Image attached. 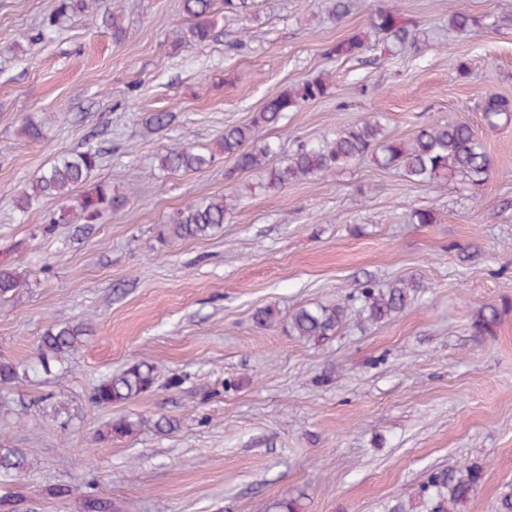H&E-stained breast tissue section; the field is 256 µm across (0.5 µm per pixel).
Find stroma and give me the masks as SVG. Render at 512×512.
Returning <instances> with one entry per match:
<instances>
[{
	"label": "stroma",
	"mask_w": 512,
	"mask_h": 512,
	"mask_svg": "<svg viewBox=\"0 0 512 512\" xmlns=\"http://www.w3.org/2000/svg\"><path fill=\"white\" fill-rule=\"evenodd\" d=\"M449 0H361L343 22L327 0H247L214 16L213 38L175 45L181 0H111L123 33L83 17L49 18L57 0H0V265L26 285L0 297V358L16 384L0 386V441L30 465L0 480L13 512H80L47 495L68 484L118 512H384L435 469L479 464L465 512H495L512 482V312L477 336L484 304H512V125L483 122L488 94L512 99V0H456L476 23L448 26ZM391 8L427 30L391 54L370 16ZM357 36L361 55L332 47ZM323 77L327 94L261 128L283 162L302 143L371 113L385 133L470 124L492 160L487 181L418 186L363 157L336 172L266 186L258 172L227 179L217 155L200 171L158 160L192 144L215 147L226 127ZM172 113L154 129L149 117ZM41 117V139L22 132ZM94 146L92 182L111 184L125 211L78 229L50 223L61 199L28 212L16 199L62 154ZM229 195L220 230L160 243L156 229L192 202ZM432 211L434 223L411 213ZM420 280L401 313L367 328L347 322L312 343L290 336L303 306L338 303L357 282ZM271 309L260 327L253 315ZM92 331L52 362L38 345L57 323ZM154 364L156 382L129 401L90 400L102 378ZM178 422L173 433L100 440L113 419Z\"/></svg>",
	"instance_id": "35a3bbf8"
}]
</instances>
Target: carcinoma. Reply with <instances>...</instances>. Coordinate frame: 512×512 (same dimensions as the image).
I'll use <instances>...</instances> for the list:
<instances>
[{"instance_id":"1","label":"carcinoma","mask_w":512,"mask_h":512,"mask_svg":"<svg viewBox=\"0 0 512 512\" xmlns=\"http://www.w3.org/2000/svg\"><path fill=\"white\" fill-rule=\"evenodd\" d=\"M224 12L237 13L245 0H183L184 12L193 19L179 32L182 44H203L210 40L214 23L211 14L216 2ZM357 7V0H329L328 11L340 22ZM101 0H58L56 11L49 20L54 26L66 15L97 16ZM371 26L382 32L390 44V52L397 54L414 48L419 42V31L400 18L395 10H377L370 20ZM476 24L472 16L448 8V26L465 31ZM364 49L357 37L344 39L333 46L331 53L338 58L358 56ZM327 93V84L320 78L304 82L296 89H288L270 98L259 117L251 124L224 129L220 149L235 159V172L263 171L267 187L279 189L290 182L315 178L342 168L370 153L381 168L397 167L415 184H430L437 180L452 181L458 177L471 182H483L492 172V161L482 141L466 122L426 125L409 140H387L376 113L358 123L336 130L331 138L302 145L283 166L270 163L274 155L268 144L257 147L259 128L277 123L284 113L299 108L303 103L316 100ZM483 121L490 129L512 123V101L491 94L481 107ZM215 154H207L184 145L167 151L160 157L159 167L164 171H195L209 165ZM99 163V151H84L62 155L22 191L16 201L20 212H27L44 197L65 198L70 204L52 214L50 224H95L105 214H117L126 209V199L112 191L103 182L81 194L72 191L85 185ZM229 202L225 195H215L179 210L169 222L160 225L158 237L169 242L173 239H197L221 229ZM24 286L23 276L13 269L0 267V295L6 296ZM423 284L415 279H397L389 284L371 280L358 283L341 304H317L297 309L288 319L290 335L305 341H319L336 335L347 319L355 317L367 324H378L402 312ZM502 310L484 305L474 314L472 329L476 336L495 334L501 322ZM84 325L56 324L46 330L40 341V363L49 369L50 359L64 353L86 335ZM154 384V369L146 362L133 363L112 374L92 389L90 400L97 406L108 407L139 396ZM167 434L175 429V422L165 418H118L108 424L103 438L132 437L144 429ZM27 457L18 448L0 445V477H13L27 469ZM480 479V470L474 467L441 469L431 472L427 479L406 499L395 501L387 512H462ZM83 512H114L115 505L89 492L79 495Z\"/></svg>"}]
</instances>
